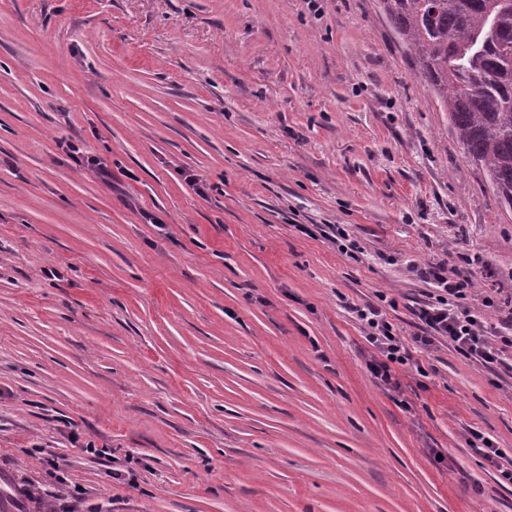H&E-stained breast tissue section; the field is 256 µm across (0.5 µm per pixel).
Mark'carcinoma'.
Here are the masks:
<instances>
[{
    "label": "carcinoma",
    "mask_w": 512,
    "mask_h": 512,
    "mask_svg": "<svg viewBox=\"0 0 512 512\" xmlns=\"http://www.w3.org/2000/svg\"><path fill=\"white\" fill-rule=\"evenodd\" d=\"M466 162L512 209V0H379Z\"/></svg>",
    "instance_id": "1"
}]
</instances>
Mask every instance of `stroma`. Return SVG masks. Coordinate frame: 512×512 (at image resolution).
<instances>
[{
    "instance_id": "1",
    "label": "stroma",
    "mask_w": 512,
    "mask_h": 512,
    "mask_svg": "<svg viewBox=\"0 0 512 512\" xmlns=\"http://www.w3.org/2000/svg\"><path fill=\"white\" fill-rule=\"evenodd\" d=\"M464 255L512 297V210L377 0H0L7 512H512L468 444L512 463V372L442 345L387 390L351 311L419 335ZM67 149L70 151L71 156L80 167L88 171L98 173L104 178L112 177V172L98 156L93 155L90 152H81L80 148L73 143H67ZM471 436L474 440L469 439L468 442L472 447H476L475 449L484 457V459L490 463L498 472L501 473V476L512 482V468H504L497 458L501 459L502 456L499 454L497 448H493V444L487 439L482 437L481 435L471 432ZM475 441H481L482 447L477 445Z\"/></svg>"
}]
</instances>
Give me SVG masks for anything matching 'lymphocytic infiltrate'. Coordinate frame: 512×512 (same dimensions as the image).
<instances>
[{
	"instance_id": "obj_1",
	"label": "lymphocytic infiltrate",
	"mask_w": 512,
	"mask_h": 512,
	"mask_svg": "<svg viewBox=\"0 0 512 512\" xmlns=\"http://www.w3.org/2000/svg\"><path fill=\"white\" fill-rule=\"evenodd\" d=\"M420 276L430 291L414 311L422 333L413 342H406L382 306L368 304L355 310L372 348L366 368L375 379L389 385L395 366H414L409 351L413 345L427 352L445 344L489 370L512 364V303L496 302L489 295L476 297L475 271L468 264L451 270L432 265Z\"/></svg>"
}]
</instances>
